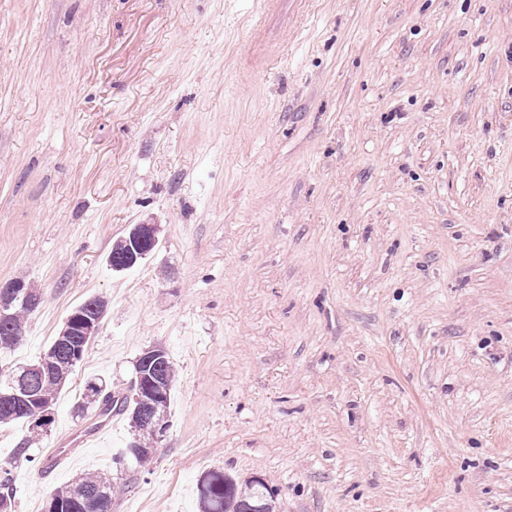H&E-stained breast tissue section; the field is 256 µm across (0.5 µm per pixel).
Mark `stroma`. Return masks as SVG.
I'll return each instance as SVG.
<instances>
[{"label":"stroma","mask_w":512,"mask_h":512,"mask_svg":"<svg viewBox=\"0 0 512 512\" xmlns=\"http://www.w3.org/2000/svg\"><path fill=\"white\" fill-rule=\"evenodd\" d=\"M158 225L144 264L106 257ZM36 361L107 315L15 512L111 474L112 512H512V0H0V283ZM177 370L150 465L92 448L85 381ZM141 372L149 379L156 381L160 384L161 389L157 384L152 391L156 394L157 402H163L160 414L164 413L165 418L164 429L168 427V410L170 404V393L176 381V368L173 361L170 359L168 353L162 348H156L144 352L136 361L135 373ZM164 391V392H163ZM164 397V400H163ZM242 491L238 483L224 472L213 473L200 488L201 512H247L260 499L272 500V491L262 480L252 479Z\"/></svg>","instance_id":"1"}]
</instances>
